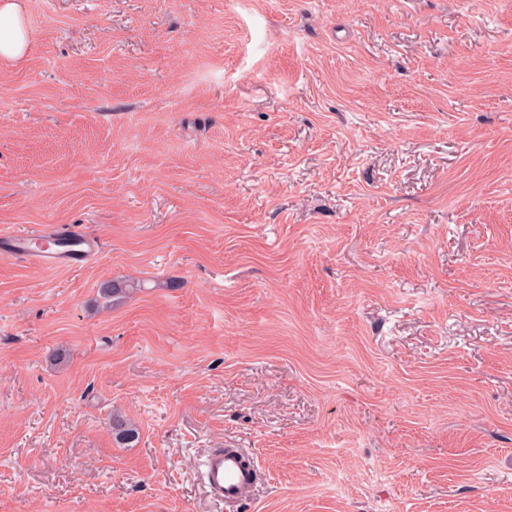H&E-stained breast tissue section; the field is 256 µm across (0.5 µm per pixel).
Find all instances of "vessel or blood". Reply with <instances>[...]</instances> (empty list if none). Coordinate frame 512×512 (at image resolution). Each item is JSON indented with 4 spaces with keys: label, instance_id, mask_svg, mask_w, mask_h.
Listing matches in <instances>:
<instances>
[{
    "label": "vessel or blood",
    "instance_id": "b4317fda",
    "mask_svg": "<svg viewBox=\"0 0 512 512\" xmlns=\"http://www.w3.org/2000/svg\"><path fill=\"white\" fill-rule=\"evenodd\" d=\"M100 250V240L82 235L70 249L34 247L30 236L22 231L0 235L1 253L21 257L43 267L81 266L94 259ZM204 467V483L212 499L227 506L252 499L260 474L254 460L243 449H210L205 456Z\"/></svg>",
    "mask_w": 512,
    "mask_h": 512
}]
</instances>
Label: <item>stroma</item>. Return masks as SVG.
<instances>
[{
  "mask_svg": "<svg viewBox=\"0 0 512 512\" xmlns=\"http://www.w3.org/2000/svg\"><path fill=\"white\" fill-rule=\"evenodd\" d=\"M21 3L0 512H512V0ZM68 234L78 241L71 249H64L59 246L36 248L26 232H2L0 237L2 240V254L21 257L43 267L73 268L88 263L101 251L100 240L85 237L76 231H69ZM204 467V483L212 499L227 506L252 499L260 474L242 448H211Z\"/></svg>",
  "mask_w": 512,
  "mask_h": 512,
  "instance_id": "1",
  "label": "stroma"
}]
</instances>
